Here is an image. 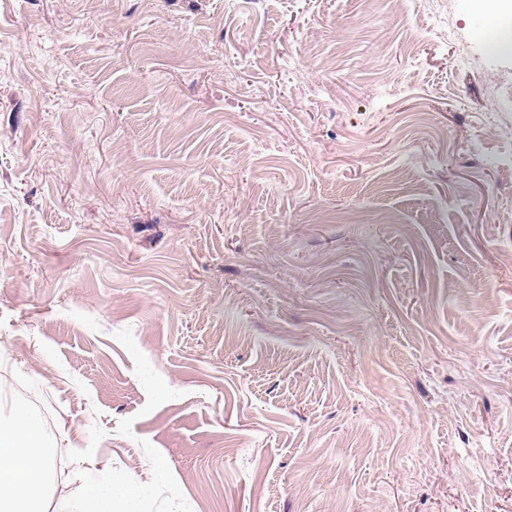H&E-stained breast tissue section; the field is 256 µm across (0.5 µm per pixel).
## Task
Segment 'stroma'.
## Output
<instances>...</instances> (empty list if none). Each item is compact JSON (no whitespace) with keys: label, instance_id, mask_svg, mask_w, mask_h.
<instances>
[{"label":"stroma","instance_id":"1","mask_svg":"<svg viewBox=\"0 0 512 512\" xmlns=\"http://www.w3.org/2000/svg\"><path fill=\"white\" fill-rule=\"evenodd\" d=\"M495 4L0 0V414L52 512H512ZM146 485L112 483L97 487L93 495L83 500L75 512H140L148 494Z\"/></svg>","mask_w":512,"mask_h":512}]
</instances>
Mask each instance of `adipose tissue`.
<instances>
[{
    "label": "adipose tissue",
    "mask_w": 512,
    "mask_h": 512,
    "mask_svg": "<svg viewBox=\"0 0 512 512\" xmlns=\"http://www.w3.org/2000/svg\"><path fill=\"white\" fill-rule=\"evenodd\" d=\"M57 445L39 417L19 409L0 418V512H49ZM146 486L107 482L76 512H140Z\"/></svg>",
    "instance_id": "obj_1"
}]
</instances>
